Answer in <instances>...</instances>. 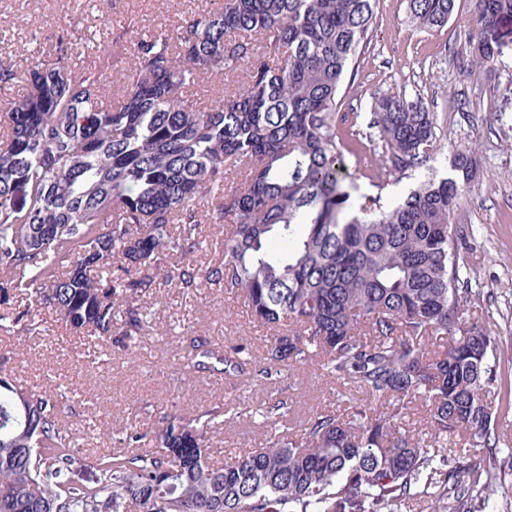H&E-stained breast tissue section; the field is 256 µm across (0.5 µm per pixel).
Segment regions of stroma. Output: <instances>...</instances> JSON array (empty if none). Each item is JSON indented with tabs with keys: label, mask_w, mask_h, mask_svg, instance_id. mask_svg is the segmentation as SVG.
Instances as JSON below:
<instances>
[{
	"label": "stroma",
	"mask_w": 512,
	"mask_h": 512,
	"mask_svg": "<svg viewBox=\"0 0 512 512\" xmlns=\"http://www.w3.org/2000/svg\"><path fill=\"white\" fill-rule=\"evenodd\" d=\"M218 0H109L97 12L91 0H0V60L25 65L23 52L54 41L61 27L77 37L111 48L113 40L133 46L142 34L177 28L191 12L217 6ZM405 0H378L372 44L349 72L339 114L366 129L374 100L398 93L433 105L442 133L458 144L476 146L478 173L455 212V223L472 237L467 256L472 296L468 320L485 325L496 336L501 354L495 362L497 381L491 390L501 461L503 491L492 497L494 512H512V20H503L489 34L495 69L463 71L459 56L467 48L460 37L475 26L474 0H458L447 30L428 32L405 19ZM466 111H459V98ZM344 164L361 192H370L369 178L379 167V153L366 137L351 141ZM147 308L169 335L145 327L130 350H113L103 359L86 339L59 328L54 314L44 313V333L28 338L14 380L20 386L43 381L47 369L60 379H74L76 390L66 398L73 426L122 420L157 421L161 412L193 416L226 402L244 415L234 426L212 432V457L255 445L267 432L257 408L276 401L288 404L285 427L300 428L313 412L340 410L359 399L353 387L323 377L309 364L265 386L250 387L220 375L183 372L173 349L187 326L220 343H244L261 351L267 331L252 323L243 302L227 298L223 289L205 288L194 298L161 284Z\"/></svg>",
	"instance_id": "35a3bbf8"
}]
</instances>
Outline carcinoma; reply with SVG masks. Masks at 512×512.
<instances>
[{
	"instance_id": "cac0c4a2",
	"label": "carcinoma",
	"mask_w": 512,
	"mask_h": 512,
	"mask_svg": "<svg viewBox=\"0 0 512 512\" xmlns=\"http://www.w3.org/2000/svg\"><path fill=\"white\" fill-rule=\"evenodd\" d=\"M456 4L406 0V18L439 31ZM375 8L222 0L139 38L126 91L109 100L119 42L77 69L64 30L25 58L26 88L0 113V335L41 334L49 309L110 357L141 335L158 279L186 296L218 286L272 331L263 360L194 335L176 350L181 368L256 385L315 359L363 398L271 430L222 464L211 462L210 431L240 418L232 402L146 427L109 422L112 447L90 455L60 413L66 386L16 388L19 353L0 346V512H401L418 499L433 512H485L498 479L499 344L464 316L468 234L453 224L475 152L451 146L449 175L385 204L384 177L429 168L441 143L423 99L379 97L369 138L384 172L352 205L336 110ZM476 10L465 70L493 65L487 31L512 18V0H476ZM240 66L242 90L207 109L188 95ZM209 207L229 226L210 244ZM421 400L427 441L405 423ZM287 415L283 401L260 410L271 425ZM450 435L481 453H449Z\"/></svg>"
}]
</instances>
